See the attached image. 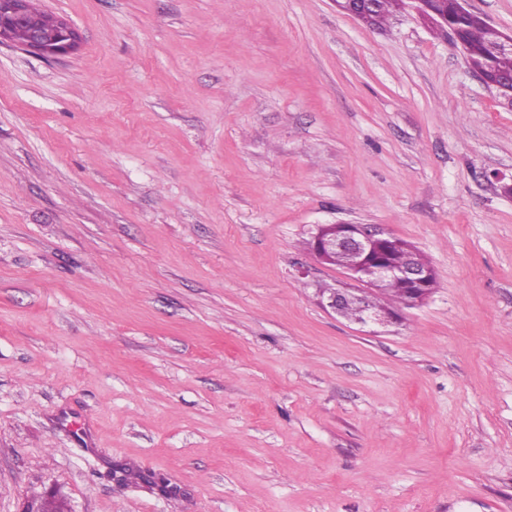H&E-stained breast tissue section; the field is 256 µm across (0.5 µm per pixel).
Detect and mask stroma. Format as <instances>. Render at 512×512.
Returning a JSON list of instances; mask_svg holds the SVG:
<instances>
[{"mask_svg":"<svg viewBox=\"0 0 512 512\" xmlns=\"http://www.w3.org/2000/svg\"><path fill=\"white\" fill-rule=\"evenodd\" d=\"M40 7L81 43L0 46V512H512V107L445 30ZM338 223L412 243L432 293L325 311Z\"/></svg>","mask_w":512,"mask_h":512,"instance_id":"stroma-1","label":"stroma"}]
</instances>
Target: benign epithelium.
<instances>
[{"label":"benign epithelium","instance_id":"1","mask_svg":"<svg viewBox=\"0 0 512 512\" xmlns=\"http://www.w3.org/2000/svg\"><path fill=\"white\" fill-rule=\"evenodd\" d=\"M39 0H0V45L11 44L46 58H58L72 54L79 43L76 27L64 17H55V28L51 32L31 30L24 40L17 39V26L23 19L39 11ZM336 5L350 15L365 14L373 8V0H335ZM393 240V235L372 224H318L310 236L309 250L322 265H334L344 254L349 257L350 273L359 288H328L317 292L319 305L327 312L347 318L354 308L357 315L350 321L361 326H388L399 320V313L379 308L374 295L393 274L411 288V303L427 298L432 288L428 281L431 274L409 250L406 260L397 270L378 261L366 263L368 255L382 251Z\"/></svg>","mask_w":512,"mask_h":512}]
</instances>
